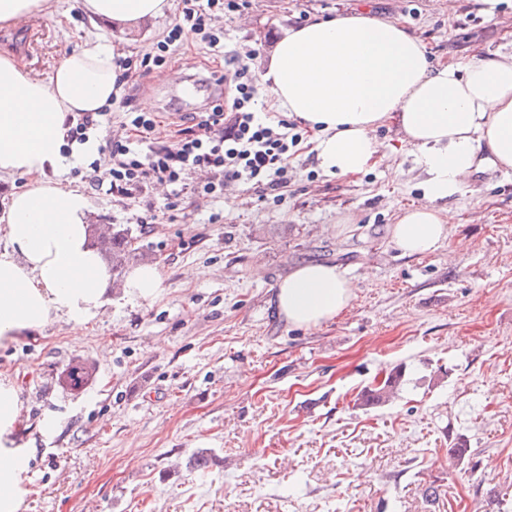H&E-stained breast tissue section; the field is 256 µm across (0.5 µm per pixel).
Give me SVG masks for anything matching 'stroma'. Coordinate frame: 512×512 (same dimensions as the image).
I'll use <instances>...</instances> for the list:
<instances>
[{"mask_svg": "<svg viewBox=\"0 0 512 512\" xmlns=\"http://www.w3.org/2000/svg\"><path fill=\"white\" fill-rule=\"evenodd\" d=\"M55 5L63 24L32 18L0 55L44 75L78 51L93 30L76 0ZM353 13L399 21L436 66L512 54V0L492 16L478 0H250L220 21L224 55L189 39L150 91H123L174 121L177 81L211 77L233 53L260 78L284 29ZM174 20L101 31L131 57ZM375 135L397 147L399 178L324 175L305 143L282 196L233 182L170 223L142 226L140 207L90 193L88 223L128 229L162 290L145 302L112 278L80 342L59 315L0 346L28 455L19 512H512V172H474L446 205L445 242L407 255L392 228L424 204L422 176L395 124ZM309 263L357 288L334 320L294 327L273 293ZM75 362L96 367L80 391L60 381ZM394 367L397 398L355 408Z\"/></svg>", "mask_w": 512, "mask_h": 512, "instance_id": "stroma-1", "label": "stroma"}]
</instances>
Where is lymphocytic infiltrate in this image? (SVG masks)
Segmentation results:
<instances>
[{"instance_id":"f902f5d3","label":"lymphocytic infiltrate","mask_w":512,"mask_h":512,"mask_svg":"<svg viewBox=\"0 0 512 512\" xmlns=\"http://www.w3.org/2000/svg\"><path fill=\"white\" fill-rule=\"evenodd\" d=\"M245 5L246 0H177L175 24L149 51L124 60L125 76H143L163 66L171 48L190 34L208 51L223 52L224 33L213 27V16ZM223 81L232 91L230 99L180 116L166 134L158 116L135 109L131 95L121 97L114 108L122 112L130 135L110 143L108 175L91 177V189L138 204L152 185L167 184L173 192L167 208L174 211L188 197L223 198L229 181L278 192L287 188L288 161L307 133L285 119L257 118L258 89L240 55L227 59Z\"/></svg>"}]
</instances>
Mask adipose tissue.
Listing matches in <instances>:
<instances>
[{
  "instance_id": "1",
  "label": "adipose tissue",
  "mask_w": 512,
  "mask_h": 512,
  "mask_svg": "<svg viewBox=\"0 0 512 512\" xmlns=\"http://www.w3.org/2000/svg\"><path fill=\"white\" fill-rule=\"evenodd\" d=\"M89 25H139L169 0H81ZM122 53L97 35L61 57L49 76L0 55V180L22 178L0 211V342L44 327L53 315L80 333L102 304L111 275L88 239L91 207L68 186L67 157L89 160L99 143L69 142L66 119L96 112L118 95ZM274 106L317 134L328 176L362 174L384 154L375 130L394 122L423 173L426 204L402 211L392 239L407 254L434 252L448 236L441 202L459 194L481 161L512 168V55L465 66H433L418 38L370 15L317 19L278 39L262 76ZM354 283L336 267L305 264L274 293L278 315L316 328L351 303ZM16 387L0 381V512H18L20 453L13 429Z\"/></svg>"
}]
</instances>
